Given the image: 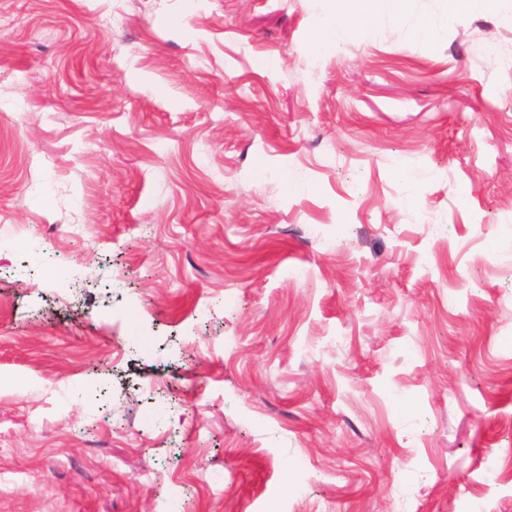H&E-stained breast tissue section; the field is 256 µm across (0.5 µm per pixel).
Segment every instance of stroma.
Returning a JSON list of instances; mask_svg holds the SVG:
<instances>
[{
  "label": "stroma",
  "instance_id": "1",
  "mask_svg": "<svg viewBox=\"0 0 512 512\" xmlns=\"http://www.w3.org/2000/svg\"><path fill=\"white\" fill-rule=\"evenodd\" d=\"M320 13L0 0V512H512V0ZM330 7L326 10L323 22L319 28V36L314 50L318 52L331 48L337 39L355 30V20L350 8L353 0H326Z\"/></svg>",
  "mask_w": 512,
  "mask_h": 512
}]
</instances>
